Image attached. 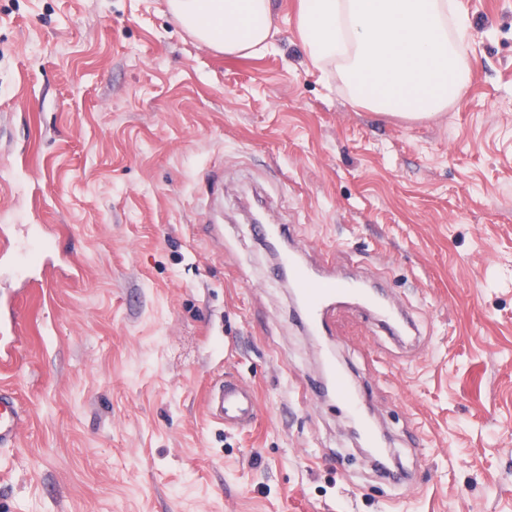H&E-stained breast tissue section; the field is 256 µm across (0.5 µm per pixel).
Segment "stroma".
<instances>
[{"mask_svg":"<svg viewBox=\"0 0 512 512\" xmlns=\"http://www.w3.org/2000/svg\"><path fill=\"white\" fill-rule=\"evenodd\" d=\"M455 2L475 71L415 120L312 65L297 0L257 57L199 45L168 0H0V225L48 226L75 272L17 291L0 512H512V0ZM256 209L414 310L411 351L361 304L328 316L405 483L313 400ZM224 379L254 388L252 426L207 415ZM25 412L20 406L15 391L0 387V446L10 447L16 443L19 429L24 422Z\"/></svg>","mask_w":512,"mask_h":512,"instance_id":"stroma-1","label":"stroma"}]
</instances>
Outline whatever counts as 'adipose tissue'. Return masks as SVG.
I'll return each mask as SVG.
<instances>
[{"label":"adipose tissue","instance_id":"obj_1","mask_svg":"<svg viewBox=\"0 0 512 512\" xmlns=\"http://www.w3.org/2000/svg\"><path fill=\"white\" fill-rule=\"evenodd\" d=\"M199 43L229 56L274 47L272 0H169ZM296 27L311 63L336 73L346 94L371 111L428 118L468 83L461 46L469 23L448 0H299Z\"/></svg>","mask_w":512,"mask_h":512}]
</instances>
